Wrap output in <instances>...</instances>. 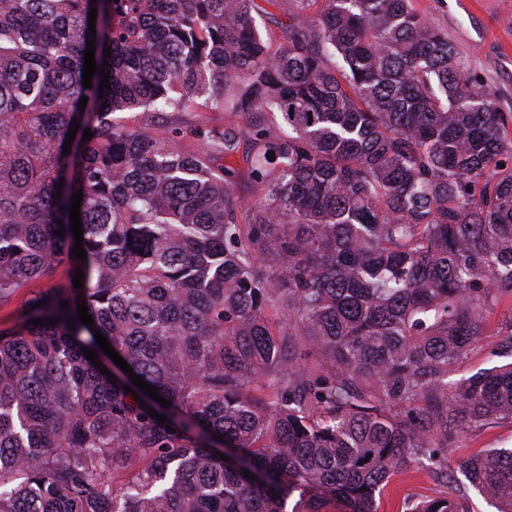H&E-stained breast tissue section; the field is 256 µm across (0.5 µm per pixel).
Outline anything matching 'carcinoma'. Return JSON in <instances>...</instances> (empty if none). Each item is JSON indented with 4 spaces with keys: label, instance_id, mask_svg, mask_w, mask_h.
Segmentation results:
<instances>
[{
    "label": "carcinoma",
    "instance_id": "1",
    "mask_svg": "<svg viewBox=\"0 0 512 512\" xmlns=\"http://www.w3.org/2000/svg\"><path fill=\"white\" fill-rule=\"evenodd\" d=\"M259 10L0 0V302L66 275L0 336V512H377L392 476L454 482V438L512 422V362L451 379L512 298V113L413 0H295L279 37ZM200 107L243 125L115 117ZM74 120L93 137L65 155ZM96 330L169 408L85 358ZM459 473L512 512V448Z\"/></svg>",
    "mask_w": 512,
    "mask_h": 512
}]
</instances>
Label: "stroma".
Listing matches in <instances>:
<instances>
[{
  "mask_svg": "<svg viewBox=\"0 0 512 512\" xmlns=\"http://www.w3.org/2000/svg\"><path fill=\"white\" fill-rule=\"evenodd\" d=\"M417 9L435 26L448 35L471 70L495 94L500 111L512 113V0H414ZM121 120L129 125L149 124L161 137L169 136L172 128L199 121L209 126L225 128L241 125L238 117L223 112H169L156 115L150 112H124ZM63 269L31 281L12 297L0 303V330L13 329L37 294L49 291L64 280ZM512 315V298L496 307L486 323L483 336L475 342L457 374L468 377L499 364L494 354L499 342L498 333L503 319ZM512 447V423L494 421L483 428L459 435L448 449V467L459 464L491 448ZM447 496L462 498L467 512H495L488 500L475 489L459 496L455 484H440L426 471H412L394 476L378 495L379 512H403L408 501L423 497Z\"/></svg>",
  "mask_w": 512,
  "mask_h": 512,
  "instance_id": "35a3bbf8",
  "label": "stroma"
}]
</instances>
